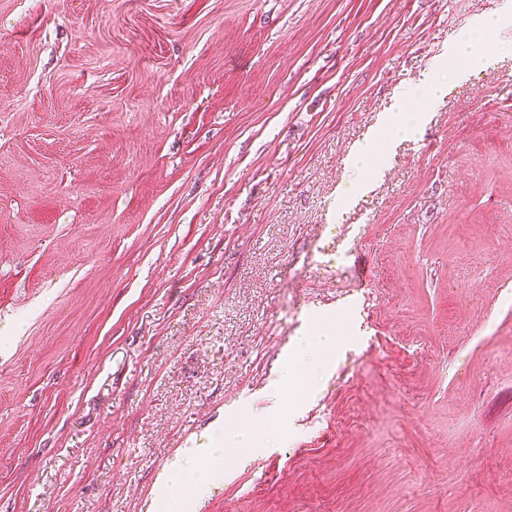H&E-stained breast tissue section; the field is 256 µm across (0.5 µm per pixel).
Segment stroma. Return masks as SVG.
Returning <instances> with one entry per match:
<instances>
[{
    "mask_svg": "<svg viewBox=\"0 0 512 512\" xmlns=\"http://www.w3.org/2000/svg\"><path fill=\"white\" fill-rule=\"evenodd\" d=\"M511 9L0 0V512H512ZM339 336H319L316 343H311L306 348L298 353V364L302 365L305 374L300 372L296 373L294 380L298 381L302 376L305 380V385L310 382L311 378L318 372L325 369V358L319 355H313V347L319 348L322 352H332L336 347V342ZM266 432V427H243L238 432L224 436V446L235 448L234 458L252 453L257 450L258 445ZM229 445V446H227Z\"/></svg>",
    "mask_w": 512,
    "mask_h": 512,
    "instance_id": "1",
    "label": "stroma"
}]
</instances>
